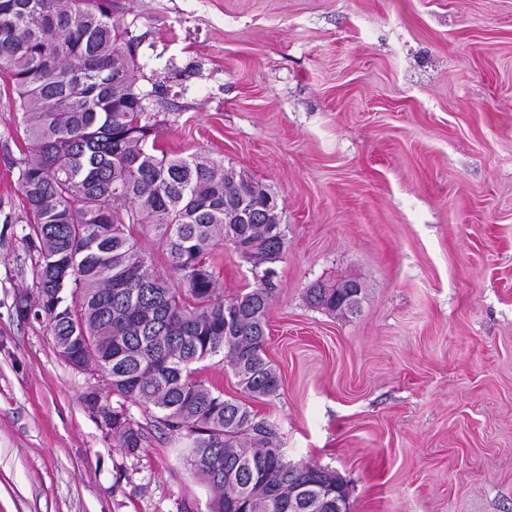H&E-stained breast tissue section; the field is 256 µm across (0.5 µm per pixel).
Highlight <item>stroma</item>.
I'll use <instances>...</instances> for the list:
<instances>
[{
  "label": "stroma",
  "mask_w": 512,
  "mask_h": 512,
  "mask_svg": "<svg viewBox=\"0 0 512 512\" xmlns=\"http://www.w3.org/2000/svg\"><path fill=\"white\" fill-rule=\"evenodd\" d=\"M167 153L205 152L273 192L286 228L250 401L290 459L327 466L348 512H512V0H119ZM0 81V512H208L180 443L120 448L35 292ZM225 295L257 278L211 253ZM351 278L357 314L308 288Z\"/></svg>",
  "instance_id": "1"
}]
</instances>
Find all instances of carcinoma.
Masks as SVG:
<instances>
[{"instance_id": "cac0c4a2", "label": "carcinoma", "mask_w": 512, "mask_h": 512, "mask_svg": "<svg viewBox=\"0 0 512 512\" xmlns=\"http://www.w3.org/2000/svg\"><path fill=\"white\" fill-rule=\"evenodd\" d=\"M117 0H0V77L17 95L26 135L19 184L36 245V299L18 314L47 321L59 355L93 366L107 391L157 413L185 435L191 473L213 493L210 512H336L347 504L330 467L293 462L271 424L236 398L194 377L219 359L241 393L278 395L281 377L265 358L273 265L286 251L270 191L206 153L168 155L160 121L141 102L135 31L112 21ZM252 203L254 221L236 203ZM151 232L165 267L154 270L135 232ZM228 244L260 283L224 296L210 262ZM308 302L348 309L317 283ZM84 402L133 453L142 426L98 391Z\"/></svg>"}]
</instances>
